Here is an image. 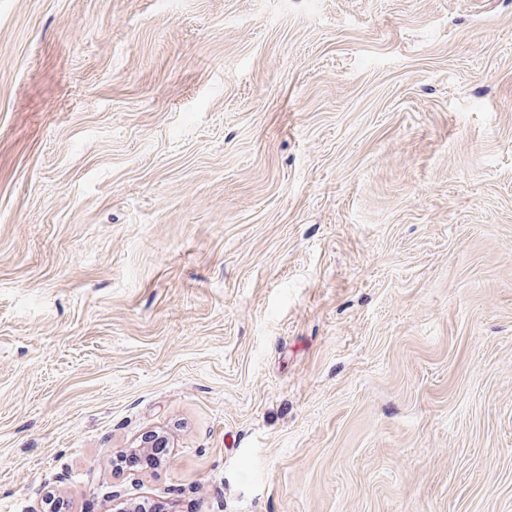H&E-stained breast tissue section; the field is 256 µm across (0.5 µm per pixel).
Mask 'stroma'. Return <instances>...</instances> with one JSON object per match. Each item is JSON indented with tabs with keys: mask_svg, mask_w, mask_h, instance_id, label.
<instances>
[{
	"mask_svg": "<svg viewBox=\"0 0 512 512\" xmlns=\"http://www.w3.org/2000/svg\"><path fill=\"white\" fill-rule=\"evenodd\" d=\"M49 493L512 512V0H0V512Z\"/></svg>",
	"mask_w": 512,
	"mask_h": 512,
	"instance_id": "35a3bbf8",
	"label": "stroma"
}]
</instances>
